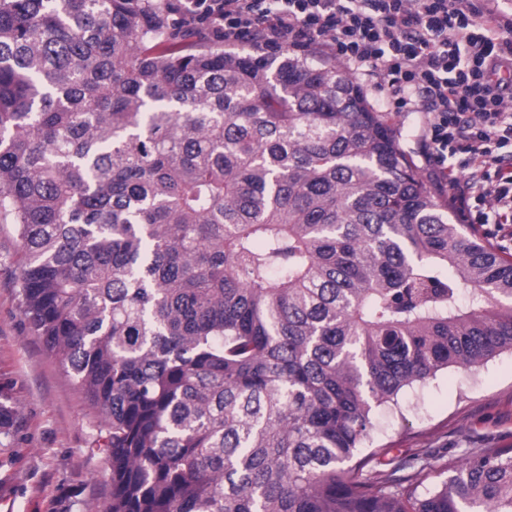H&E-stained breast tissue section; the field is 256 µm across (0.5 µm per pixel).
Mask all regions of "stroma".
<instances>
[{
	"label": "stroma",
	"mask_w": 512,
	"mask_h": 512,
	"mask_svg": "<svg viewBox=\"0 0 512 512\" xmlns=\"http://www.w3.org/2000/svg\"><path fill=\"white\" fill-rule=\"evenodd\" d=\"M14 224L0 219V404L18 405L0 428V512H106L109 467L96 448L100 418L75 379L29 329L17 280ZM374 446L392 458L512 447V352L471 372L455 367L405 390L375 415Z\"/></svg>",
	"instance_id": "stroma-1"
}]
</instances>
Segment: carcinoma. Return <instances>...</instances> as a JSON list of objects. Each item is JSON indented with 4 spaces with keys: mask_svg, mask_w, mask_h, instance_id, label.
<instances>
[{
    "mask_svg": "<svg viewBox=\"0 0 512 512\" xmlns=\"http://www.w3.org/2000/svg\"><path fill=\"white\" fill-rule=\"evenodd\" d=\"M0 215L107 512H512V448L361 454L377 407L512 351V261L343 67L215 51L169 0H0Z\"/></svg>",
    "mask_w": 512,
    "mask_h": 512,
    "instance_id": "carcinoma-1",
    "label": "carcinoma"
}]
</instances>
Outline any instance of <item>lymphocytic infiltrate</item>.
I'll return each instance as SVG.
<instances>
[{"label":"lymphocytic infiltrate","mask_w":512,"mask_h":512,"mask_svg":"<svg viewBox=\"0 0 512 512\" xmlns=\"http://www.w3.org/2000/svg\"><path fill=\"white\" fill-rule=\"evenodd\" d=\"M225 43L335 58L380 112L421 113V156L460 214L512 224V13L487 0H185Z\"/></svg>","instance_id":"lymphocytic-infiltrate-1"}]
</instances>
